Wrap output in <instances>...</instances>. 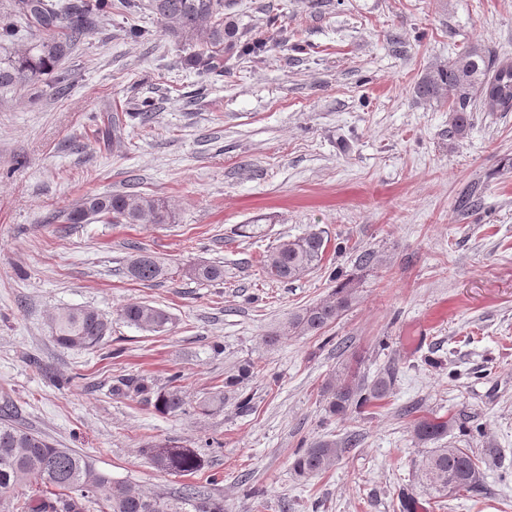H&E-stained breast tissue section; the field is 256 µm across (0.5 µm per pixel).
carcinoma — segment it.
Here are the masks:
<instances>
[{"label":"carcinoma","instance_id":"carcinoma-1","mask_svg":"<svg viewBox=\"0 0 512 512\" xmlns=\"http://www.w3.org/2000/svg\"><path fill=\"white\" fill-rule=\"evenodd\" d=\"M149 10L165 30L188 50L185 62L207 73L224 71V53L261 55L269 50L270 39L239 31L224 15V0H149ZM112 0H81L80 5L51 0H9L0 13V89L22 87L44 74H56L66 85L69 74L60 69L63 61L86 35L88 26L108 15ZM38 33L25 50L12 51L6 39L17 37L16 22ZM417 97L426 101L448 100L452 112V133L460 139L469 134L474 121L473 107L482 112H512V60L486 58L470 48L447 63L426 72L415 85ZM113 218L123 224H170L172 211L159 196L140 192L88 195L64 214L65 224H84L92 217ZM327 247L324 231L312 230L279 243L268 251L266 273L278 281H293L319 266ZM189 275L203 282L224 279V267L199 263ZM128 274L136 281L151 284L165 275L163 265L147 253L131 260ZM355 299V289L340 283L331 297L301 309L288 318V328L298 335L317 334L335 323ZM127 324L149 333L168 330L172 318L160 307L132 302L119 310ZM56 343L69 349H89L100 345L111 330V322L88 308L63 309L50 318ZM170 376L169 384L154 390L141 378L118 381L112 391L120 394L154 395V408L162 414L183 411L185 397ZM392 378L379 374L371 381L354 374L339 384H328V412L344 417L367 401L385 398ZM453 430L449 421L423 419L414 425L417 442L428 446L417 463L418 480L440 496L470 492L482 485L481 458L470 448H460L448 440ZM356 445V439L321 440L297 452L292 462L301 477L317 475L332 466L340 454ZM156 467L178 475H191L204 467L193 448L170 444L141 449ZM36 481L53 489L54 498L33 502L15 496L18 487ZM13 499L12 512H87L95 504L98 512H224V499L205 485L184 484L177 491L146 492L119 481L95 468L85 456L70 448H60L44 436L0 417V498Z\"/></svg>","mask_w":512,"mask_h":512}]
</instances>
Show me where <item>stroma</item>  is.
<instances>
[{"mask_svg": "<svg viewBox=\"0 0 512 512\" xmlns=\"http://www.w3.org/2000/svg\"><path fill=\"white\" fill-rule=\"evenodd\" d=\"M225 3L275 47L226 53L223 75H206L151 11L112 0L62 63L69 89L44 76L0 92V407L143 490L215 480L224 512H512V112H475L460 140L447 106L414 93L470 47L512 56V0ZM142 99L152 120L108 140L107 114ZM129 191L166 198L172 223L60 220L86 195ZM312 230L328 236L320 266L269 278L266 252ZM141 248L166 270L151 285L127 274ZM204 262L223 281L188 276ZM335 271L356 290L349 309L321 333L289 332L332 295ZM131 302L166 310L170 330L118 320ZM63 308L98 311L111 335L61 347L50 317ZM248 362L253 377L226 386ZM351 369L390 372V393L329 417L324 388ZM174 373L187 397L175 416L112 390ZM219 390L223 408L202 412ZM423 418L485 455L482 489L438 498L418 482ZM351 434L326 471L292 470L299 449ZM170 442L205 467L176 475L143 453Z\"/></svg>", "mask_w": 512, "mask_h": 512, "instance_id": "1", "label": "stroma"}]
</instances>
